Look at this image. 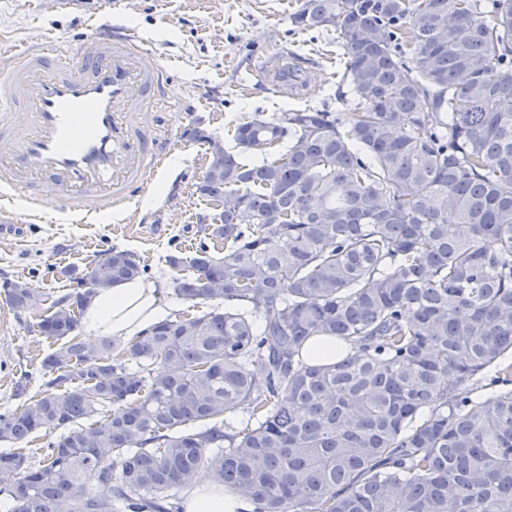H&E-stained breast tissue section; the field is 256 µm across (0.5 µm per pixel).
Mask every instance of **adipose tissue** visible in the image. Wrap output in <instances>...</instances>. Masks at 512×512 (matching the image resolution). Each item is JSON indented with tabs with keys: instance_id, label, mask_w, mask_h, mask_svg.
<instances>
[{
	"instance_id": "ef3b65f1",
	"label": "adipose tissue",
	"mask_w": 512,
	"mask_h": 512,
	"mask_svg": "<svg viewBox=\"0 0 512 512\" xmlns=\"http://www.w3.org/2000/svg\"><path fill=\"white\" fill-rule=\"evenodd\" d=\"M162 280L137 277L97 290L87 304L82 330L89 339L105 336L125 340L165 318L160 305ZM184 512H252L244 497L215 488L202 476L196 477L184 496Z\"/></svg>"
}]
</instances>
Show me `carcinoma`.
Instances as JSON below:
<instances>
[{
	"mask_svg": "<svg viewBox=\"0 0 512 512\" xmlns=\"http://www.w3.org/2000/svg\"><path fill=\"white\" fill-rule=\"evenodd\" d=\"M290 21L336 34L351 118L236 126L198 186L223 210L168 257L196 312L84 340L95 288L143 273L114 250L52 302L53 378L0 414L10 512H182L202 468L253 512H512V0H301ZM312 336L350 349L317 364ZM39 432L36 461L16 444Z\"/></svg>",
	"mask_w": 512,
	"mask_h": 512,
	"instance_id": "obj_1",
	"label": "carcinoma"
}]
</instances>
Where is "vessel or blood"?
Instances as JSON below:
<instances>
[{"label":"vessel or blood","instance_id":"obj_1","mask_svg":"<svg viewBox=\"0 0 512 512\" xmlns=\"http://www.w3.org/2000/svg\"><path fill=\"white\" fill-rule=\"evenodd\" d=\"M9 71L24 94L0 99L1 198L36 211L50 198L63 212L94 216L133 199L168 155L175 129L143 121L167 97L162 68L138 36L113 26L111 7L79 52L46 35L15 53ZM17 109L26 123H13Z\"/></svg>","mask_w":512,"mask_h":512}]
</instances>
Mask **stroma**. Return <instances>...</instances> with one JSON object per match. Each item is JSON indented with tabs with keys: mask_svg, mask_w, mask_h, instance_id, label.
I'll return each instance as SVG.
<instances>
[{
	"mask_svg": "<svg viewBox=\"0 0 512 512\" xmlns=\"http://www.w3.org/2000/svg\"><path fill=\"white\" fill-rule=\"evenodd\" d=\"M297 0H0V58L17 45L52 34L78 51L93 33L104 5L120 23L143 37L149 60L168 75L161 111L144 113L145 124L174 126L177 140L162 166L136 191L134 203L111 211L109 223L76 224L48 209L31 222L24 207L0 215V414L11 413L46 388L42 359L52 340L33 330L36 312L13 308L7 283L27 282L49 305L74 288L79 272L110 251L136 253L145 277L165 280L160 302L178 314L188 305L174 294L178 269L168 256H188L202 238L199 219L212 215L197 186L207 165L206 144L194 129L233 146L236 125L293 108L339 112L336 90L342 64L336 39L300 32L288 16ZM307 59L308 90L284 96L257 83L253 73L282 51Z\"/></svg>",
	"mask_w": 512,
	"mask_h": 512,
	"instance_id": "obj_1",
	"label": "stroma"
}]
</instances>
